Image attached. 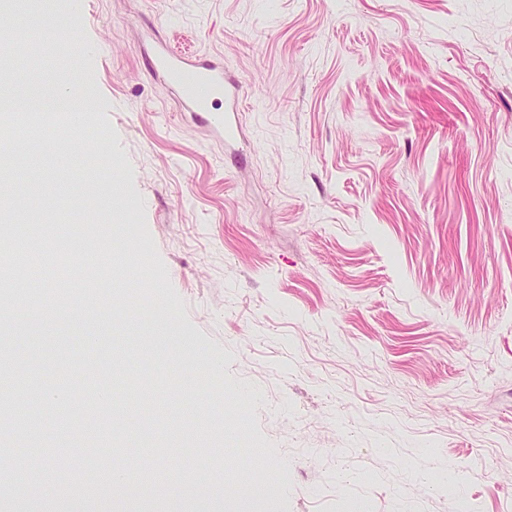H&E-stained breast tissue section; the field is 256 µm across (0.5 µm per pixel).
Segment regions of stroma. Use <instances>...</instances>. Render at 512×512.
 Wrapping results in <instances>:
<instances>
[{
	"mask_svg": "<svg viewBox=\"0 0 512 512\" xmlns=\"http://www.w3.org/2000/svg\"><path fill=\"white\" fill-rule=\"evenodd\" d=\"M7 31L18 103L37 77L90 104L42 113L64 154L28 145L67 263L17 220L47 273L0 280L27 289L0 347L37 425L4 417L0 447L60 476L31 512L123 429L29 402L64 372L142 409L110 466L198 478L85 512H512V0H20ZM160 42L242 84L235 145L149 71Z\"/></svg>",
	"mask_w": 512,
	"mask_h": 512,
	"instance_id": "35a3bbf8",
	"label": "stroma"
}]
</instances>
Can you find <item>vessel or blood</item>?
Returning a JSON list of instances; mask_svg holds the SVG:
<instances>
[{
  "label": "vessel or blood",
  "mask_w": 512,
  "mask_h": 512,
  "mask_svg": "<svg viewBox=\"0 0 512 512\" xmlns=\"http://www.w3.org/2000/svg\"><path fill=\"white\" fill-rule=\"evenodd\" d=\"M152 73L168 87L180 111L201 115L207 126L224 141L237 140L240 127L235 120L239 110V82L226 78L224 66L193 57L174 46L160 45L149 61ZM223 108H216V101ZM15 457L0 454V498L9 500L18 492L14 477Z\"/></svg>",
  "instance_id": "obj_1"
}]
</instances>
